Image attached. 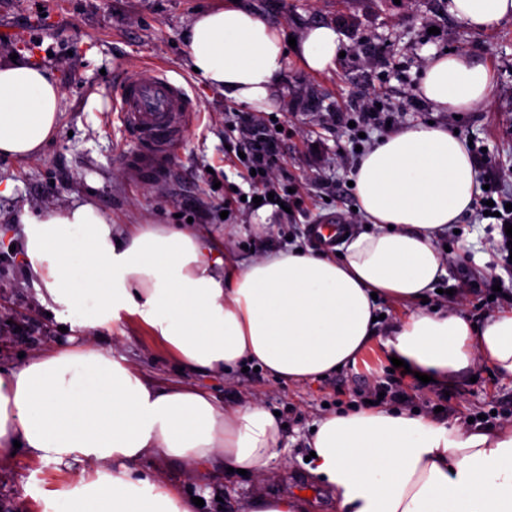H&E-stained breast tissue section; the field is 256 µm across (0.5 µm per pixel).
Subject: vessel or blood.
Segmentation results:
<instances>
[{"label": "vessel or blood", "instance_id": "1", "mask_svg": "<svg viewBox=\"0 0 512 512\" xmlns=\"http://www.w3.org/2000/svg\"><path fill=\"white\" fill-rule=\"evenodd\" d=\"M112 110L135 145L126 163L142 177L165 172L197 112L182 84L148 64L116 85Z\"/></svg>", "mask_w": 512, "mask_h": 512}]
</instances>
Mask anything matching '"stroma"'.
I'll return each instance as SVG.
<instances>
[{
    "mask_svg": "<svg viewBox=\"0 0 512 512\" xmlns=\"http://www.w3.org/2000/svg\"><path fill=\"white\" fill-rule=\"evenodd\" d=\"M230 0H0V61L25 51L48 67L65 94L56 137L42 153L27 159L0 157V181H12L0 196V367L21 365L23 357L49 352L69 337L88 338V329H58L37 299L12 245L22 234L24 210H42L92 195L116 224H171L176 217H203L202 239L225 260L247 265L254 256L287 248L312 247V224L334 219L352 234L366 232L356 215L350 182L358 159L351 151L347 118L365 106L380 105L396 129L435 123L478 140L506 178L512 193V19L484 31L469 29L448 12V0H242L282 37L302 38L314 24L336 29L343 58L334 70L313 73L296 50H289L280 93L271 112L258 118L278 129L280 155L274 175L288 188L290 211L276 208L270 224L258 213L225 209L235 190H248L247 168L228 149L229 122L238 104L201 82L187 64L184 34L194 16ZM467 51L489 70L492 99L461 117L442 112L417 92L427 62L445 51ZM163 68L185 84L200 115L164 177L134 180L124 153L131 144L120 134L109 102L114 86L142 62ZM103 106L87 110L90 98ZM487 220L477 213L462 218L458 232L439 239L446 246L445 274L429 307L460 313L479 324L512 309V288L494 292L503 270L489 245ZM450 297H443V290ZM105 348L157 386L187 385L207 390L218 401L260 404L278 412L283 446L266 478L255 474L199 475L196 468L157 456L143 471L178 485L204 501L198 512H242L257 496L305 494L306 512H336L331 492L305 468L311 430L325 416L365 406L374 388L401 380V411L419 410L456 421L469 430V418L492 415V428L512 423V378L474 365L443 385L425 384L391 368L380 342L356 363L324 377L283 384L265 371L229 374L182 373L165 348L131 316L113 322ZM82 464L66 467L40 462L25 453L0 458V512H42L48 495L78 483Z\"/></svg>",
    "mask_w": 512,
    "mask_h": 512,
    "instance_id": "obj_1",
    "label": "stroma"
}]
</instances>
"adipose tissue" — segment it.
Returning a JSON list of instances; mask_svg holds the SVG:
<instances>
[{
    "mask_svg": "<svg viewBox=\"0 0 512 512\" xmlns=\"http://www.w3.org/2000/svg\"><path fill=\"white\" fill-rule=\"evenodd\" d=\"M470 29L512 17V0H448ZM336 30L315 25L297 51L312 72L334 69ZM189 63L235 103L270 111L288 48L248 7L197 12ZM440 111L486 104L493 85L465 51L429 60L418 86ZM64 93L29 59L0 62V156L30 158L59 127ZM357 211L370 231L339 256L277 250L240 268L213 255L192 229L121 228L92 201L21 216V254L37 298L61 323L100 334L120 313L136 317L184 370L230 373L246 364L300 382L356 361L379 335L382 300L415 309L390 327L388 356L442 383L482 363L512 378V311L480 325L424 310L445 269L437 240L470 213L480 192L464 141L445 128L407 127L377 141L354 174ZM283 433L258 404L226 405L202 389L156 387L113 351L83 340L0 371V456L22 446L42 462L87 463L80 481L53 492L46 512H193L181 489L141 468L160 455L213 468L263 472ZM315 480L337 512H512V426L457 424L378 407L318 422L308 441Z\"/></svg>",
    "mask_w": 512,
    "mask_h": 512,
    "instance_id": "1",
    "label": "adipose tissue"
}]
</instances>
